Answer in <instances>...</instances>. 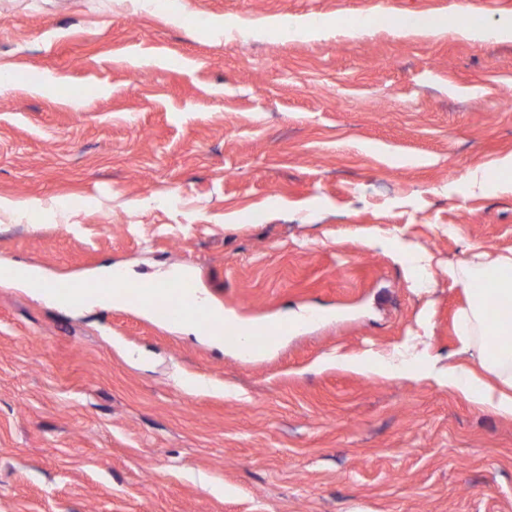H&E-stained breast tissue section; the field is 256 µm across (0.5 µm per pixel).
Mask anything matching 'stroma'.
<instances>
[{
  "instance_id": "35a3bbf8",
  "label": "stroma",
  "mask_w": 512,
  "mask_h": 512,
  "mask_svg": "<svg viewBox=\"0 0 512 512\" xmlns=\"http://www.w3.org/2000/svg\"><path fill=\"white\" fill-rule=\"evenodd\" d=\"M441 13L512 0H0V197L41 206L0 212V262L189 266L226 317L294 324L246 357L0 280V512H512V418L429 373L448 263L512 253V191L462 179L512 153V42L396 30ZM275 16L369 26L210 33Z\"/></svg>"
}]
</instances>
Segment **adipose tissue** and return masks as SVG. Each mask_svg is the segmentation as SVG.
<instances>
[{
  "label": "adipose tissue",
  "mask_w": 512,
  "mask_h": 512,
  "mask_svg": "<svg viewBox=\"0 0 512 512\" xmlns=\"http://www.w3.org/2000/svg\"><path fill=\"white\" fill-rule=\"evenodd\" d=\"M403 33L438 37L454 31L470 42L494 37L512 40V18L495 25L451 22L424 16L401 23ZM448 275L467 286L468 301L456 314L454 327L459 354L469 366L449 365L445 376L449 387L494 414L512 418V348L503 349L499 337L512 335V254L496 257L480 247H469L466 257L449 266ZM484 280L485 291H473L476 280Z\"/></svg>",
  "instance_id": "1"
}]
</instances>
